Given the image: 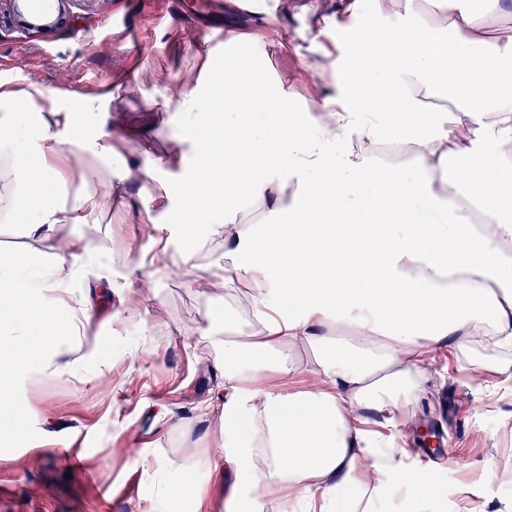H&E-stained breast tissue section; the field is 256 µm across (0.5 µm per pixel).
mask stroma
Listing matches in <instances>:
<instances>
[{"instance_id":"35a3bbf8","label":"stroma","mask_w":512,"mask_h":512,"mask_svg":"<svg viewBox=\"0 0 512 512\" xmlns=\"http://www.w3.org/2000/svg\"><path fill=\"white\" fill-rule=\"evenodd\" d=\"M316 2L315 11L283 19L288 48L268 47L265 58L266 79L287 82L299 98L313 84L335 92L336 58L323 55L315 18L341 15L348 0ZM223 43L224 0H101L94 9L74 10L68 26L47 34L24 36L0 22V81H36L89 99L113 95L111 112H87L83 120L94 126L116 119L134 130L136 142L119 146L115 163H144L166 155L172 138L191 134L193 119L173 120L164 99L176 76L196 71L203 52ZM75 231L100 242L89 265L112 278L75 353L98 350L109 367L83 385L16 381L21 411L0 418V512H35L41 505L50 512H170L158 485L172 458L182 460L188 488L180 512H224L225 487L208 476L224 464L211 421L224 395V372L206 331L223 326L230 308L189 277L161 278L144 292L140 261L155 255L154 238L130 223L120 201ZM162 233L171 241L165 260L192 245L200 264L222 254L199 229L168 224ZM115 238L129 246L128 259L108 251ZM501 365L512 367V352L465 351L433 377L419 407L421 420H433L448 437L449 457L465 465L446 480L469 485V512H512V485L482 479L489 463L512 474V380L495 374ZM65 453L78 456L81 467L62 461Z\"/></svg>"}]
</instances>
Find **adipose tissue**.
Returning <instances> with one entry per match:
<instances>
[{
    "instance_id": "adipose-tissue-1",
    "label": "adipose tissue",
    "mask_w": 512,
    "mask_h": 512,
    "mask_svg": "<svg viewBox=\"0 0 512 512\" xmlns=\"http://www.w3.org/2000/svg\"><path fill=\"white\" fill-rule=\"evenodd\" d=\"M375 0L385 24L346 54L360 69L336 94L312 89L245 97L265 45L224 27V102L184 76L166 102L224 127L198 132L175 191L168 161L112 171L115 125L83 127L91 100L41 84L0 82V223L22 244L0 251V410L31 366L87 382L85 357L59 336L90 319L94 292L70 284L99 243L72 233L139 184L153 209L222 242L201 267L205 294L229 298L224 402L212 425L232 475L225 512H446L461 491L432 497L440 467L405 446L438 360L475 346L512 348V0L478 13L461 0ZM253 100L274 109L267 141L242 153ZM409 146L412 169L371 161L342 142ZM223 203L222 218L212 208ZM287 211L288 221L272 223Z\"/></svg>"
}]
</instances>
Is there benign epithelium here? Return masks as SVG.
Listing matches in <instances>:
<instances>
[{
    "instance_id": "1",
    "label": "benign epithelium",
    "mask_w": 512,
    "mask_h": 512,
    "mask_svg": "<svg viewBox=\"0 0 512 512\" xmlns=\"http://www.w3.org/2000/svg\"><path fill=\"white\" fill-rule=\"evenodd\" d=\"M38 0H0V19L5 17L20 33L45 32L65 26L71 9L91 7L99 0H48L44 10L35 6Z\"/></svg>"
}]
</instances>
